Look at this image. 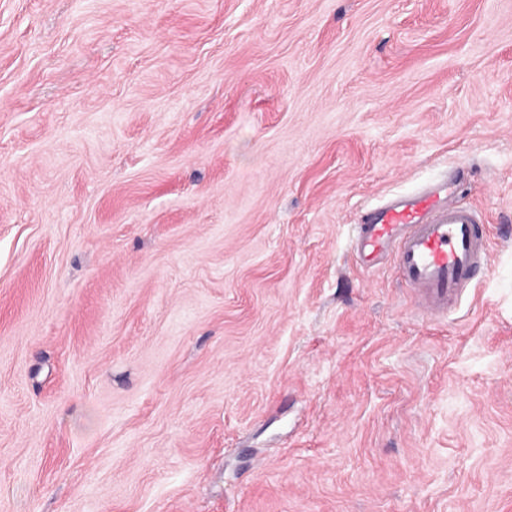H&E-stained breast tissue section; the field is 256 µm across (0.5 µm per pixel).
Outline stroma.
<instances>
[{
  "label": "stroma",
  "mask_w": 512,
  "mask_h": 512,
  "mask_svg": "<svg viewBox=\"0 0 512 512\" xmlns=\"http://www.w3.org/2000/svg\"><path fill=\"white\" fill-rule=\"evenodd\" d=\"M0 512H512V0H0ZM480 222L476 211L459 203L445 177L369 208L349 251L368 271L393 252L399 275L423 300L420 314L440 317L488 271V244Z\"/></svg>",
  "instance_id": "stroma-1"
}]
</instances>
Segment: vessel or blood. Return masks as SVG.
I'll list each match as a JSON object with an SVG mask.
<instances>
[{"mask_svg":"<svg viewBox=\"0 0 512 512\" xmlns=\"http://www.w3.org/2000/svg\"><path fill=\"white\" fill-rule=\"evenodd\" d=\"M349 251L369 271L387 254H394L399 275L419 294L424 303L421 313L429 318L447 314L488 268L480 217L459 203L445 178L369 208Z\"/></svg>","mask_w":512,"mask_h":512,"instance_id":"1","label":"vessel or blood"}]
</instances>
